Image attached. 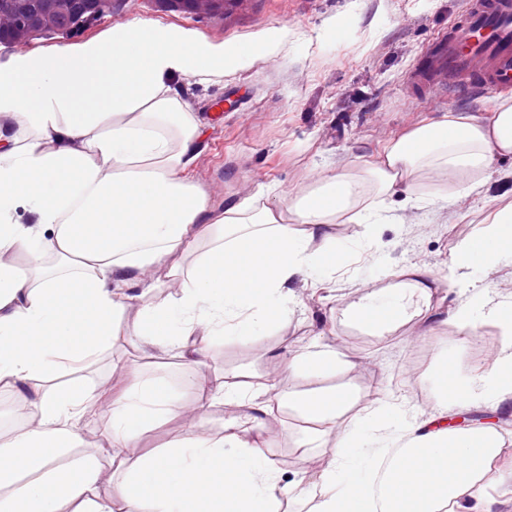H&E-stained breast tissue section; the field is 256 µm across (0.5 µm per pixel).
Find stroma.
I'll return each mask as SVG.
<instances>
[{
    "mask_svg": "<svg viewBox=\"0 0 512 512\" xmlns=\"http://www.w3.org/2000/svg\"><path fill=\"white\" fill-rule=\"evenodd\" d=\"M463 0H216L205 12L167 11L157 0H123L119 10L71 34L30 41L48 49L95 37L133 19L175 24L214 41H245L280 26L288 38L250 67L218 80L188 83L172 78L201 118L198 157L190 176L209 203L253 207L285 205L290 192L315 188L327 170H345L364 182L357 209L378 208L383 220L359 224L351 214L329 225L336 263L317 287L294 286L290 312L266 333L210 344L203 371L211 376L246 374L253 385L277 377L287 392L324 384L348 392L351 403L335 433L310 438L309 425L294 410L267 417L266 453L284 484L302 490L330 464L345 429L359 416L387 405L409 421L434 411L433 382L453 352L461 374L491 368L478 338L501 347L502 330L493 314L512 311V264L498 263L489 280L456 262L494 212L512 207V157L496 159L491 171L471 177L421 172L415 206L405 195H381L371 173L382 146L448 112L490 111L496 96L446 93L419 102L409 75L423 47L458 16ZM485 180L487 193L469 194L472 180ZM428 266L436 286L413 298L407 315L389 331L349 320L348 310L365 289L401 280L412 264ZM479 312L475 337L466 339L450 317L458 306ZM335 354L339 365L323 382L283 373L296 354ZM467 428L496 426L512 449V400L492 407L453 405Z\"/></svg>",
    "mask_w": 512,
    "mask_h": 512,
    "instance_id": "obj_1",
    "label": "stroma"
}]
</instances>
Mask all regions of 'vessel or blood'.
<instances>
[{"mask_svg":"<svg viewBox=\"0 0 512 512\" xmlns=\"http://www.w3.org/2000/svg\"><path fill=\"white\" fill-rule=\"evenodd\" d=\"M411 82L431 99L451 89L471 96L511 88L512 0H466L425 47Z\"/></svg>","mask_w":512,"mask_h":512,"instance_id":"1","label":"vessel or blood"}]
</instances>
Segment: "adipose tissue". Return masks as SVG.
Here are the masks:
<instances>
[{
  "label": "adipose tissue",
  "mask_w": 512,
  "mask_h": 512,
  "mask_svg": "<svg viewBox=\"0 0 512 512\" xmlns=\"http://www.w3.org/2000/svg\"><path fill=\"white\" fill-rule=\"evenodd\" d=\"M287 36L271 27L245 43L214 42L132 20L51 51L18 48L0 64V255L28 257L23 267L0 264V393L15 402L12 418H0V512H281L289 489L264 451L266 416L288 405L319 434L335 431L346 392L291 394L274 377L257 389L231 385L200 368L205 343L259 336L287 317L292 283L336 262L326 226L361 195V181L336 170L290 196L286 210L216 211L186 176L199 119L171 78L246 68ZM503 155H512V97L488 115L451 112L386 145L375 175L381 193H409L426 161L458 175ZM491 225L461 254L484 277L491 258L512 260V208ZM203 240L209 249L194 254ZM164 266L185 270L184 285L149 300L151 274ZM404 275L397 288L365 293L353 318L376 328L402 319L404 298L428 295L434 282L423 265ZM496 318L505 336L497 369L443 375L428 434L398 415L380 436L368 432L372 418L355 424L305 489L309 512H491L489 490L512 459L504 437L493 426L456 431L445 419L453 403L512 399V314ZM119 340L182 366L143 380L137 361H114L109 372L136 382L105 402L72 374ZM224 401L246 406V419L214 434L199 428L206 407ZM96 405L108 426L90 447L82 418ZM174 418L187 422L177 440L129 455ZM81 447L85 455L73 456Z\"/></svg>",
  "instance_id": "ef3b65f1"
}]
</instances>
